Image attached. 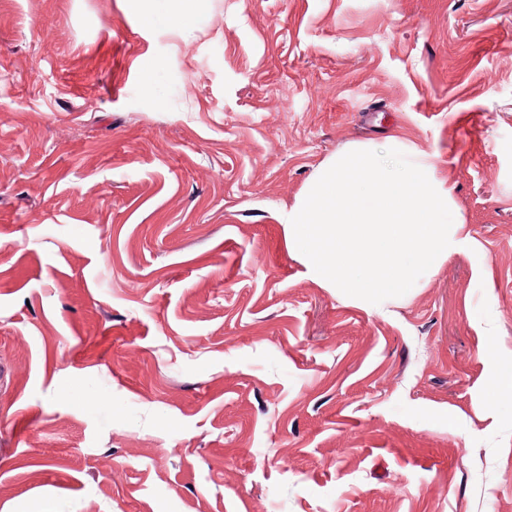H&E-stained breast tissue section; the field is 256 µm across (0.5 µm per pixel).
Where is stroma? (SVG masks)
Instances as JSON below:
<instances>
[{
    "label": "stroma",
    "instance_id": "35a3bbf8",
    "mask_svg": "<svg viewBox=\"0 0 512 512\" xmlns=\"http://www.w3.org/2000/svg\"><path fill=\"white\" fill-rule=\"evenodd\" d=\"M0 0V512H512V0ZM396 135L465 224L381 304L282 220Z\"/></svg>",
    "mask_w": 512,
    "mask_h": 512
}]
</instances>
